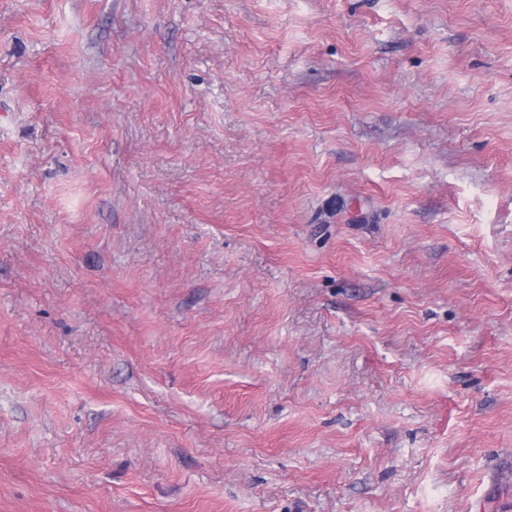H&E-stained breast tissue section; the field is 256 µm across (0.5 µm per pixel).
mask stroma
Instances as JSON below:
<instances>
[{
  "instance_id": "obj_1",
  "label": "stroma",
  "mask_w": 512,
  "mask_h": 512,
  "mask_svg": "<svg viewBox=\"0 0 512 512\" xmlns=\"http://www.w3.org/2000/svg\"><path fill=\"white\" fill-rule=\"evenodd\" d=\"M0 512H512V0H0Z\"/></svg>"
}]
</instances>
